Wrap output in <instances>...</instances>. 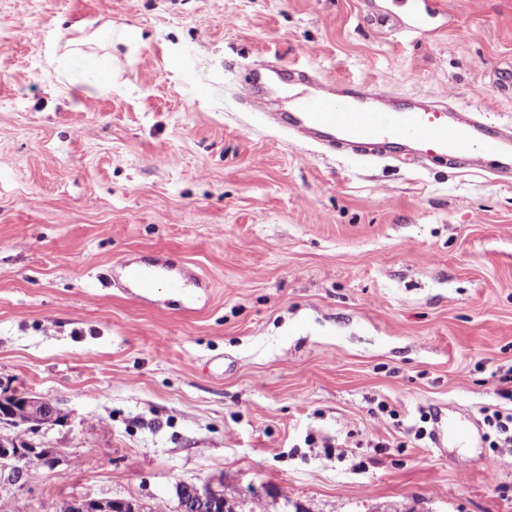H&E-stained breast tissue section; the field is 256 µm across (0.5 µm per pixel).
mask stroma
Returning <instances> with one entry per match:
<instances>
[{
  "mask_svg": "<svg viewBox=\"0 0 512 512\" xmlns=\"http://www.w3.org/2000/svg\"><path fill=\"white\" fill-rule=\"evenodd\" d=\"M446 3L406 38L364 0H0V390L60 415L0 512H177L180 483L238 512H512L481 424L512 406V182L327 153L240 100L266 61L512 124V0ZM89 35L109 70L48 63ZM144 263L185 296L140 293ZM440 414L474 433L436 447ZM73 45L74 42L71 40L57 41L50 44L47 48L49 62L52 65L55 64L57 69L63 70L65 66L74 63L79 57H84L85 54L75 49ZM64 512H139L134 503L122 499H79L67 506Z\"/></svg>",
  "mask_w": 512,
  "mask_h": 512,
  "instance_id": "1",
  "label": "stroma"
}]
</instances>
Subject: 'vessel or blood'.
<instances>
[{
  "label": "vessel or blood",
  "mask_w": 512,
  "mask_h": 512,
  "mask_svg": "<svg viewBox=\"0 0 512 512\" xmlns=\"http://www.w3.org/2000/svg\"><path fill=\"white\" fill-rule=\"evenodd\" d=\"M406 17L391 19L374 0L367 5L373 20H394L408 33H431L446 15L443 0H404ZM273 80L263 68L248 77L247 100L253 111L266 112L276 126L300 140L337 147L357 157L382 150L400 156L411 150L448 162L458 169L488 173L498 181H512V126L489 124L478 113L454 104H433L417 98L397 103L385 83H347L318 78L292 69L288 80L307 85L308 93L292 110L267 112L266 89ZM130 276L146 293L163 287L182 292L180 279H161L151 265L131 269Z\"/></svg>",
  "instance_id": "obj_1"
}]
</instances>
